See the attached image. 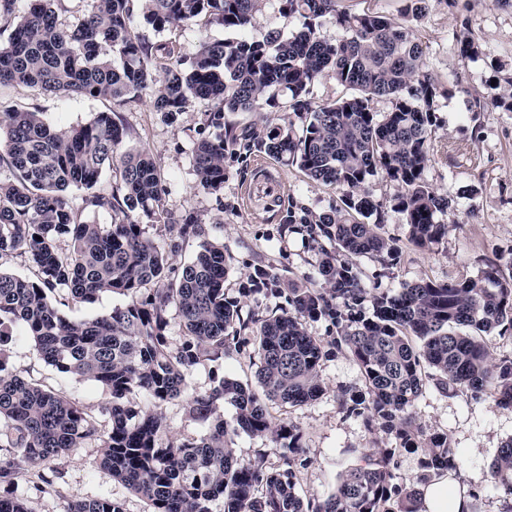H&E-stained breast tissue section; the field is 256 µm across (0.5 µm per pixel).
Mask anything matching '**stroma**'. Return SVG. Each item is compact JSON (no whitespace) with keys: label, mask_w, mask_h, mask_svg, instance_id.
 I'll return each instance as SVG.
<instances>
[{"label":"stroma","mask_w":512,"mask_h":512,"mask_svg":"<svg viewBox=\"0 0 512 512\" xmlns=\"http://www.w3.org/2000/svg\"><path fill=\"white\" fill-rule=\"evenodd\" d=\"M469 22L479 53L461 58L458 35ZM297 18L281 10L280 0H264L247 38L260 40L272 32L298 30ZM415 33L426 48L429 71L441 82L454 84L452 95L436 100L437 150L425 171L429 186L453 203L448 216L451 227L439 244L425 249L406 248L393 268L383 270L373 258L357 263L379 287L397 292L403 284L420 278L446 282L477 276L487 261L512 252V112L489 107L471 114L474 99H491L502 92L512 77V6L499 0H431ZM37 108L55 126H77L95 113L120 115L129 137L127 148L144 149L155 158L163 185V208L173 217L194 213L202 231L186 240L170 262L183 269L201 244L218 240L227 257L224 289L241 299L243 315L256 318L283 306L286 295L282 277H318L320 257L311 251L301 231L272 218L265 199L245 205L242 188L272 176L287 189L288 198L320 213L335 204V189L307 178L283 160L272 161L268 170L257 169L256 157L229 156L224 160L226 177L220 195L204 193L197 185L194 148L204 134L205 104L198 103L169 120L156 112L149 99L129 104L104 98L51 94L23 85L0 89V112ZM265 268L272 279L263 288L239 296L256 268ZM260 365L256 343L228 349L222 361L206 363L187 377L192 392L213 388L216 379L230 377L256 387ZM9 367L33 383L58 392L83 405L99 419H106L111 401L101 385L57 373L42 361L25 334H17L10 346ZM326 390L316 401L290 409L286 415L302 434V453L296 470L302 497L330 494L338 477L354 464L356 448H388L391 438L365 430L359 419L346 416L339 405L342 390L359 388L363 378L358 367L341 355L329 354L320 366ZM189 397L166 403L162 411L168 435L175 441L198 439L206 427L189 415ZM418 424L447 432L466 465L467 486L476 492V512H499L500 501L489 471L501 445L512 439V411L499 408L492 399L447 397L435 388L423 392L412 408ZM100 442L86 441L63 459H49L27 468L16 483L0 482V495L23 499L30 512H68L72 503L107 498L119 502L124 512H148L147 503L100 467Z\"/></svg>","instance_id":"stroma-1"}]
</instances>
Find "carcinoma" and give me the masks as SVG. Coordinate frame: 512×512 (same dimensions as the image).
<instances>
[{"mask_svg": "<svg viewBox=\"0 0 512 512\" xmlns=\"http://www.w3.org/2000/svg\"><path fill=\"white\" fill-rule=\"evenodd\" d=\"M17 0H0V87L22 84L55 94L109 98L123 104L148 95L171 119L206 102L207 135L196 143L198 186L224 188V157L235 151L287 157L308 178L336 189L339 202L315 213L296 202L281 221L298 224L320 255V286L288 279L287 306L263 319L243 318L240 300L224 291L226 255L217 241L201 245L195 260L175 273L167 256L145 235L143 224H175L171 250L200 234L197 219L165 216L160 173L143 150H123L128 130L114 112H98L73 127H53L33 110L0 113V260L26 259L36 280L0 269V444L18 450L31 466L68 456L88 439L100 444V466L149 505V512H420L422 488L442 471L464 464L446 432L417 425L411 408L428 386L444 395L493 399L512 411V357L492 360L485 337L512 339V256L489 261L480 274L449 282L419 279L391 294L368 285L354 257L369 255L390 269L401 249L384 235L381 206L365 192L382 178L396 188L394 206L405 216L408 241L428 248L448 235L446 197L425 180L434 152L436 98L441 85L425 70L426 51L411 23L429 0H403L405 22L354 13L346 0H281L301 28L264 40H203L184 68L181 48L169 39L149 42L133 27L140 15L156 32L200 19L244 31L264 0H85L76 22L64 24V0H32L17 14ZM329 20L345 32L330 43L321 36ZM461 58L478 53L469 25L459 39ZM331 78L353 91L332 102L312 97ZM390 111H372L373 98ZM226 112L280 113L283 123L258 132L224 128ZM302 123L295 134L294 120ZM108 190H96L106 172ZM84 192L74 207L67 193ZM85 210L107 211L112 224L82 220ZM68 248L59 247L60 239ZM90 302L101 292L130 297L109 316L71 320L50 294ZM175 308L186 339L172 349L167 336ZM335 328L329 345L350 357L363 387L341 391L340 407L369 431L380 430L393 448L352 453L356 463L323 499L297 492V426L271 414L266 402L294 408L325 391L319 374L323 344L306 320ZM57 372L100 383L112 398L102 425L80 404L14 374L7 346L16 325ZM253 335L260 366L258 396L225 377L195 392L189 414L208 431L193 442L167 437L158 408L182 396L197 365L224 359L226 345L241 348ZM145 393L152 407L129 399ZM224 401L236 410L235 426L217 416ZM282 444L278 464L265 450L247 461L233 451L238 432ZM403 452L420 455L419 471L404 482L396 474ZM512 512V440L490 466ZM70 512H123L109 499L78 502Z\"/></svg>", "mask_w": 512, "mask_h": 512, "instance_id": "obj_1", "label": "carcinoma"}]
</instances>
